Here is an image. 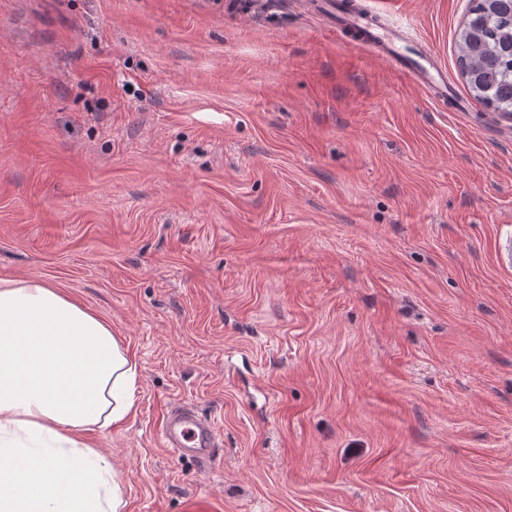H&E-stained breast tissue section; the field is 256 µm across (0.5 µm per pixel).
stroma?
<instances>
[{
    "label": "stroma",
    "instance_id": "1",
    "mask_svg": "<svg viewBox=\"0 0 512 512\" xmlns=\"http://www.w3.org/2000/svg\"><path fill=\"white\" fill-rule=\"evenodd\" d=\"M430 95L304 0H0V276L137 360L86 433L127 512H512V118L468 0H360ZM177 403L209 461L160 440ZM458 48L459 66L474 96L512 115V0L473 1Z\"/></svg>",
    "mask_w": 512,
    "mask_h": 512
}]
</instances>
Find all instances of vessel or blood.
<instances>
[{"instance_id":"b4317fda","label":"vessel or blood","mask_w":512,"mask_h":512,"mask_svg":"<svg viewBox=\"0 0 512 512\" xmlns=\"http://www.w3.org/2000/svg\"><path fill=\"white\" fill-rule=\"evenodd\" d=\"M336 22L348 28L358 47L378 49L381 59L396 70H412L415 81L431 93L442 96L448 91V78L432 53L422 54L415 66H408L402 49L403 32L375 20L363 11L336 9ZM165 447L179 455L207 457L220 447L221 439L211 423L191 410H179L167 417L161 431Z\"/></svg>"}]
</instances>
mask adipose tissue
I'll return each mask as SVG.
<instances>
[{"instance_id": "1", "label": "adipose tissue", "mask_w": 512, "mask_h": 512, "mask_svg": "<svg viewBox=\"0 0 512 512\" xmlns=\"http://www.w3.org/2000/svg\"><path fill=\"white\" fill-rule=\"evenodd\" d=\"M138 380L109 323L47 281L0 277V512H126L83 434L122 425Z\"/></svg>"}]
</instances>
